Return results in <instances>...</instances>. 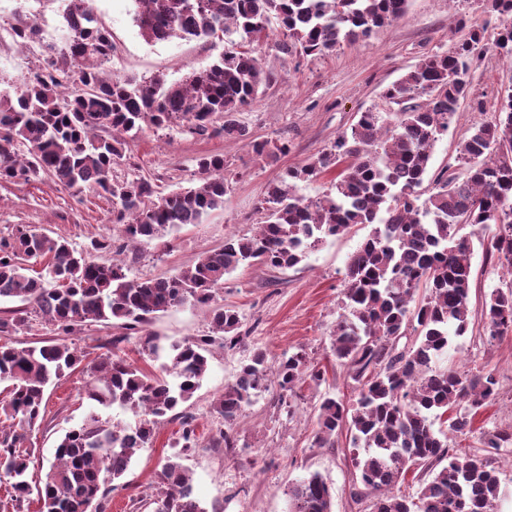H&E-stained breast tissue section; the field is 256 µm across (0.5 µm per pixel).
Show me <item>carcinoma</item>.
I'll return each mask as SVG.
<instances>
[{
	"mask_svg": "<svg viewBox=\"0 0 512 512\" xmlns=\"http://www.w3.org/2000/svg\"><path fill=\"white\" fill-rule=\"evenodd\" d=\"M64 2V46L47 47L46 65L21 85L0 88V180L46 176L65 190L104 193L125 242L138 246L202 223L224 207L228 190L220 154L199 159L192 186L166 194L146 179L113 177L142 124L247 139L237 112L278 81V71L256 50L270 37L271 21L279 26L284 66L292 56L326 55L370 36L399 18L408 0H135L136 23L150 42L224 43L212 65L178 81L163 74L103 76L116 52L111 31L90 0ZM488 2L501 20L496 48L512 57V0ZM75 8L85 15L79 26L71 22ZM7 32L23 44L40 41L36 27L23 21ZM481 41L480 32L469 30L450 50L406 68L383 92L396 111L360 113L330 148L270 184L257 233L226 239L174 275L136 279L125 260L98 262L94 254L114 250L110 237L81 251L30 224L0 237V302H20L0 310V385L7 391L0 399V478L11 488L10 502L0 508L35 492L45 512H105L114 481L138 449L153 443L157 425L173 416L180 437L162 464L151 512H207L182 464L196 448L194 417L179 407L201 387L210 346L218 341L233 351L244 343L240 311L215 303L225 276L242 265L295 267L327 238L370 225L349 257L331 335L332 355L354 382L356 400L323 397L313 446L334 448L339 433L350 432L352 464L371 512H495L501 478L489 456L512 453V429L481 432L482 452L473 455L451 453L448 435L473 432L499 381L492 370L469 375L437 361L470 323L472 246L461 231L486 233L480 238L486 253L512 269V91L495 119L473 124L460 143L465 173L435 180L428 194L422 190L436 141L469 97ZM250 144L258 160L286 150L271 140ZM333 170L322 195L298 193L299 183ZM187 304L208 308L211 334L171 343L160 373L118 354L132 331L150 350H161L146 328ZM31 314L56 338L17 347L12 336L31 328ZM482 316L491 336L512 332V289L486 296ZM94 324L120 331L90 366L86 396L96 410L64 435L43 486L34 489L26 477L25 433L42 417L47 387L83 362L66 338ZM408 335L412 344L398 348ZM305 375L325 379L302 351L274 362L254 351L215 404L224 427L211 447H237L243 408L273 384L294 393ZM114 408L132 412L135 425L113 422L108 411ZM410 471L426 476L411 500L394 494ZM288 498L291 512H332V488L318 474L290 484Z\"/></svg>",
	"mask_w": 512,
	"mask_h": 512,
	"instance_id": "cac0c4a2",
	"label": "carcinoma"
}]
</instances>
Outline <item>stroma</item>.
Returning <instances> with one entry per match:
<instances>
[{"mask_svg":"<svg viewBox=\"0 0 512 512\" xmlns=\"http://www.w3.org/2000/svg\"><path fill=\"white\" fill-rule=\"evenodd\" d=\"M91 5L111 30L117 47L109 74L139 79L163 74L180 80L209 67L222 50L221 45L201 39L147 43L135 22V0H92ZM20 18L37 19L42 35L52 36L54 43L63 42L66 31L60 0L41 9L34 0H0L1 26ZM462 24L482 30L481 55L473 62L462 117L434 146L432 167L424 181L429 188L442 169L457 167V145L467 136L471 122L493 120L503 96L512 88V59L494 46L500 20L483 0H408L400 18L369 38L343 44L324 56H296L284 66L273 43L262 44L260 51L269 65L278 68L279 78L239 112L237 120L248 130L249 139L287 143L286 153L257 161L248 140L200 136L179 127H143L130 141L125 158L115 165L114 177H142L167 193L192 185L198 176V158L218 153L224 157L229 190L223 208L212 211L202 223L142 245L131 264L132 277L174 274L229 237L253 235L263 221L259 205L269 184L285 168L303 165L332 146L360 112L384 108L383 89L422 57L448 51ZM18 224L38 226L78 249L118 232L112 223L111 198L91 190H65L44 176L27 183L0 182V236L10 234ZM369 232V227H354L349 234L321 244L290 269L254 266L226 276L218 300L238 307L247 340L232 352L213 348L209 372L185 405L196 419L198 436L197 447L185 464L208 512H288L289 484L314 473L333 489V512H368V500L358 501L352 495L357 482L348 434H340L332 448L313 447L312 440L315 409L323 396L355 398L346 369L333 361L330 336L340 312L348 258ZM471 262L469 328L454 339L443 364L463 372L493 370L499 391L476 416L472 433L449 437V447L463 453L479 449L481 432L512 428V333L490 338L481 316L485 296L497 288H512V274L478 244ZM209 327L206 308L181 306L159 314L150 330L165 347L208 334ZM257 349L272 360L305 351L311 363L325 368V380L318 385L300 383L290 414L278 409L279 390L274 386L245 406L236 424L240 449L230 457L210 446L212 435L224 425L214 403L234 381L241 362ZM86 382L85 371L78 369L48 389L44 418L28 431L25 442L31 485L42 483L59 440L90 411ZM178 430L175 421L158 427L152 446L133 456L105 512H146L144 502L159 487L158 474L172 452Z\"/></svg>","mask_w":512,"mask_h":512,"instance_id":"obj_1","label":"stroma"}]
</instances>
